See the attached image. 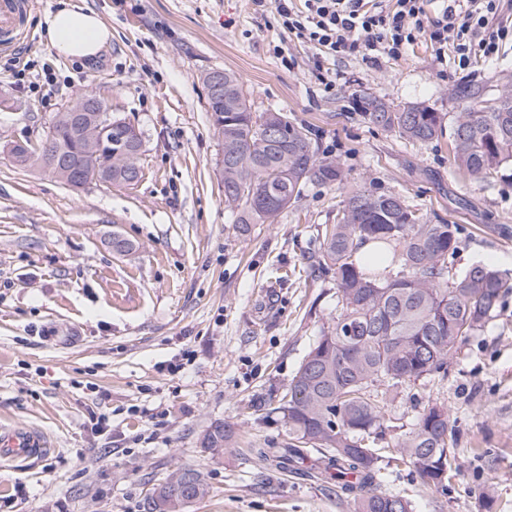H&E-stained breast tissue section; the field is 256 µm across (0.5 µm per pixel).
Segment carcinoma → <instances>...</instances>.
Here are the masks:
<instances>
[{"label":"carcinoma","instance_id":"1","mask_svg":"<svg viewBox=\"0 0 512 512\" xmlns=\"http://www.w3.org/2000/svg\"><path fill=\"white\" fill-rule=\"evenodd\" d=\"M448 95L463 105L448 117L422 104L395 108L367 96L360 109L369 123L406 141L431 142L449 127L452 164L465 177L486 181L512 170V74L490 85L459 83ZM208 106L224 138V208L242 231L274 223L309 184L347 183L341 162L319 156L306 126L285 112L252 111L234 73L224 71V101ZM275 124L281 138L272 143L266 129ZM102 131L94 159L83 156L77 131L59 117L40 143L16 144L11 154L18 165L36 166L64 182V172L51 167L56 154L79 162L86 174L110 160L112 174L96 181L127 186L128 171L139 166V158L126 153L128 130L114 124ZM458 232L456 224L431 223L398 194H348L337 222L322 230L316 256L318 268L333 273L341 308L304 355L288 389L269 405L268 413L280 416L288 430V446L269 441L252 449L272 471H293L315 452L336 488L352 497L356 512H413L403 494L382 490L386 466L374 445L392 427L388 397L412 380L448 376L459 344L481 331L512 292V276L484 264L448 281ZM368 241L375 244L373 253L359 255V245ZM392 265L399 270L390 272ZM234 434L228 425H212L200 446L218 457ZM397 453L394 461L409 469L412 480L448 493L462 467L448 407L430 402L418 411ZM185 480L188 499L167 491V483ZM209 492L199 466L179 464L166 483L152 488L150 500L153 512H185Z\"/></svg>","mask_w":512,"mask_h":512}]
</instances>
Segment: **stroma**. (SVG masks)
Instances as JSON below:
<instances>
[{"mask_svg": "<svg viewBox=\"0 0 512 512\" xmlns=\"http://www.w3.org/2000/svg\"><path fill=\"white\" fill-rule=\"evenodd\" d=\"M74 2L112 31L96 61L65 59L42 38L58 0H31V40L0 52V425L32 427L49 447L0 469V512H149L151 488L180 464L201 466L210 483L187 512H354L323 483L269 473L248 453L285 439L266 405L336 315V281L315 254L347 190L396 193L433 223L458 224L449 276L476 263L512 273V178L457 176L447 138L402 140L370 124L359 99L458 111L449 87L512 71V40L465 70L422 39L374 64L318 54L252 0ZM43 67L52 84L39 83ZM215 69L241 77L253 111L309 127L319 154L348 172L346 188L307 186L275 223L239 232L203 81ZM87 91L140 131L135 185L75 190L10 157ZM116 234L128 252H112ZM430 401L447 406L468 451L461 473L445 496L403 468L390 469L391 487L414 512H512V293L463 340L447 377L391 394L382 454ZM102 412L111 422L100 429ZM217 422L237 436L210 459L199 437Z\"/></svg>", "mask_w": 512, "mask_h": 512, "instance_id": "1", "label": "stroma"}]
</instances>
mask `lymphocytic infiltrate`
I'll return each instance as SVG.
<instances>
[{
    "label": "lymphocytic infiltrate",
    "mask_w": 512,
    "mask_h": 512,
    "mask_svg": "<svg viewBox=\"0 0 512 512\" xmlns=\"http://www.w3.org/2000/svg\"><path fill=\"white\" fill-rule=\"evenodd\" d=\"M426 0H277L282 28L329 56L397 58L419 39L437 53L453 51L459 65L475 52L490 58L512 33L503 22L512 0H444L429 20Z\"/></svg>",
    "instance_id": "f902f5d3"
}]
</instances>
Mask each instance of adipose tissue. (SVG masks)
<instances>
[{
    "label": "adipose tissue",
    "instance_id": "ef3b65f1",
    "mask_svg": "<svg viewBox=\"0 0 512 512\" xmlns=\"http://www.w3.org/2000/svg\"><path fill=\"white\" fill-rule=\"evenodd\" d=\"M43 26L50 48L70 60L96 58L112 37L96 12L71 0H63L61 7L48 13Z\"/></svg>",
    "mask_w": 512,
    "mask_h": 512
}]
</instances>
